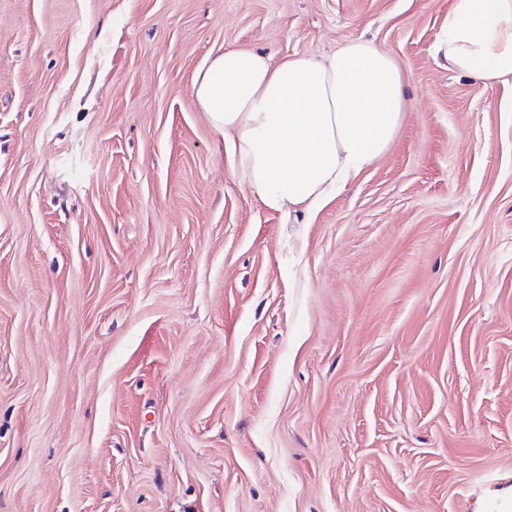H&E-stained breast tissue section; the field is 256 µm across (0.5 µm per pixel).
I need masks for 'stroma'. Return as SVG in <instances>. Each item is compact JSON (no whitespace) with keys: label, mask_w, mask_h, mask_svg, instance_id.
I'll return each instance as SVG.
<instances>
[{"label":"stroma","mask_w":512,"mask_h":512,"mask_svg":"<svg viewBox=\"0 0 512 512\" xmlns=\"http://www.w3.org/2000/svg\"><path fill=\"white\" fill-rule=\"evenodd\" d=\"M454 0H0V512H474L512 487V81ZM388 51V150L268 209L193 93ZM437 51L459 75L512 78V0H455Z\"/></svg>","instance_id":"35a3bbf8"}]
</instances>
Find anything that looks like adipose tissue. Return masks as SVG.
Returning a JSON list of instances; mask_svg holds the SVG:
<instances>
[{
	"label": "adipose tissue",
	"instance_id": "ef3b65f1",
	"mask_svg": "<svg viewBox=\"0 0 512 512\" xmlns=\"http://www.w3.org/2000/svg\"><path fill=\"white\" fill-rule=\"evenodd\" d=\"M437 50L454 73L512 78V0H455ZM194 91L263 204L306 213L388 150L406 108L394 58L364 39L321 59L227 49Z\"/></svg>",
	"mask_w": 512,
	"mask_h": 512
}]
</instances>
